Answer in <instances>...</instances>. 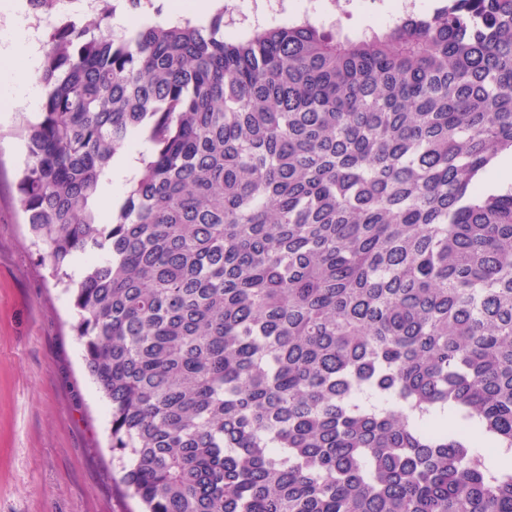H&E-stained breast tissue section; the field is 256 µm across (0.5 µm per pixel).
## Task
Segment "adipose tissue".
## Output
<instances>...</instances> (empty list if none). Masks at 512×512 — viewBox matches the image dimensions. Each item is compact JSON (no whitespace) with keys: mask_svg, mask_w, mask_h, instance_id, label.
<instances>
[{"mask_svg":"<svg viewBox=\"0 0 512 512\" xmlns=\"http://www.w3.org/2000/svg\"><path fill=\"white\" fill-rule=\"evenodd\" d=\"M10 10L15 18L12 28L0 36V76L6 82L8 105L24 104L36 107L44 95L37 81L42 65L43 40L28 27L22 4L15 0ZM140 168L139 150L123 149L114 159L111 170L99 183L98 196L108 201L119 195L127 180L137 175Z\"/></svg>","mask_w":512,"mask_h":512,"instance_id":"1","label":"adipose tissue"}]
</instances>
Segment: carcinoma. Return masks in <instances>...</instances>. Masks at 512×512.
Here are the masks:
<instances>
[{
    "label": "carcinoma",
    "mask_w": 512,
    "mask_h": 512,
    "mask_svg": "<svg viewBox=\"0 0 512 512\" xmlns=\"http://www.w3.org/2000/svg\"><path fill=\"white\" fill-rule=\"evenodd\" d=\"M60 4L28 0L56 21L19 204L122 495L512 512V184L487 183L512 152V0L242 40L222 12L115 37L112 0L82 24ZM134 133L151 151L105 217ZM140 147L123 149L114 159L112 169L104 175L99 183L98 197L106 202L119 195L127 180L137 175L140 162Z\"/></svg>",
    "instance_id": "obj_1"
}]
</instances>
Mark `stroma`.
Here are the masks:
<instances>
[{
  "instance_id": "stroma-1",
  "label": "stroma",
  "mask_w": 512,
  "mask_h": 512,
  "mask_svg": "<svg viewBox=\"0 0 512 512\" xmlns=\"http://www.w3.org/2000/svg\"><path fill=\"white\" fill-rule=\"evenodd\" d=\"M321 24L352 31L382 21L385 0H316ZM0 111V512H138L112 469L101 394L70 326L69 297L31 246L19 207L23 120Z\"/></svg>"
}]
</instances>
